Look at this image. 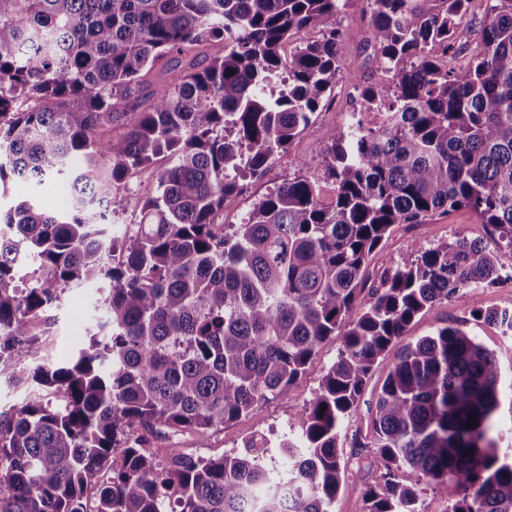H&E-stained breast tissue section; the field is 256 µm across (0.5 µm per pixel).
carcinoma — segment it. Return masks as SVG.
Returning a JSON list of instances; mask_svg holds the SVG:
<instances>
[{"label":"carcinoma","instance_id":"1","mask_svg":"<svg viewBox=\"0 0 512 512\" xmlns=\"http://www.w3.org/2000/svg\"><path fill=\"white\" fill-rule=\"evenodd\" d=\"M349 2L0 0V188L19 176L69 189L63 208L36 195L0 212V373L65 393L0 412V512H334L342 424L388 358L367 424V512H424L427 481L444 486L447 512H512L494 420L512 377L461 323L406 337L434 304L512 283L499 262L512 251V0H486L480 16L473 0H371L366 45L389 77L329 134L332 202L303 161L242 223L214 221L311 123L342 69L332 20ZM467 16L482 50L448 69L440 55L456 54ZM318 25L321 38L282 54ZM216 40L224 55L194 53ZM374 108L387 121L366 127ZM120 122L125 136H107ZM159 157L156 195L121 194ZM115 199L137 218L120 234ZM459 208L486 238L414 246L366 288L394 225ZM73 282L106 283L97 331L51 362L53 311ZM480 317L512 332L503 309ZM338 335L282 442L288 475L264 466L253 437L221 456L164 445L189 434L202 448L288 397Z\"/></svg>","mask_w":512,"mask_h":512}]
</instances>
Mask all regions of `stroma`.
<instances>
[{"label":"stroma","mask_w":512,"mask_h":512,"mask_svg":"<svg viewBox=\"0 0 512 512\" xmlns=\"http://www.w3.org/2000/svg\"><path fill=\"white\" fill-rule=\"evenodd\" d=\"M370 21L368 0H350L346 9L337 15L336 26L341 31L337 52L343 69L328 91L322 107L315 113L311 125L285 154L271 162L264 175L251 180L241 194L225 200L223 211L216 217L218 223H240L261 197L297 175V164L301 161L308 162V175L322 182L323 200H330L331 187L323 182L328 135L332 129L348 123L357 89L383 80L372 60L371 50L366 49L364 44ZM483 235V225L467 209L433 216L423 224L395 225L371 256L368 281L376 283L383 272L408 261L412 246L430 247L458 236L475 239ZM92 300L93 290L90 287L74 284L67 289L58 312V322L52 330L51 358H69L75 346L83 341L91 321ZM493 308H512L511 284L465 289L460 297L437 304L416 317L409 325L407 334L415 339L453 322L465 323L467 331L493 351L502 368L507 370L512 368V338L502 335L495 325L479 318L480 312ZM341 347V337H330L320 346L288 398L270 401L256 413L225 423L224 427L210 433L206 448H198L195 438L185 437L182 449L192 454L199 452L206 457L219 456L241 448L247 435L254 431H270L281 437L287 435L312 399L323 374L336 361ZM373 408L371 392H364L357 403L355 418L347 420L342 427L340 453L345 465V485L336 497L334 512H365L368 467L374 451L355 447L354 434L362 422L370 419Z\"/></svg>","instance_id":"stroma-1"}]
</instances>
